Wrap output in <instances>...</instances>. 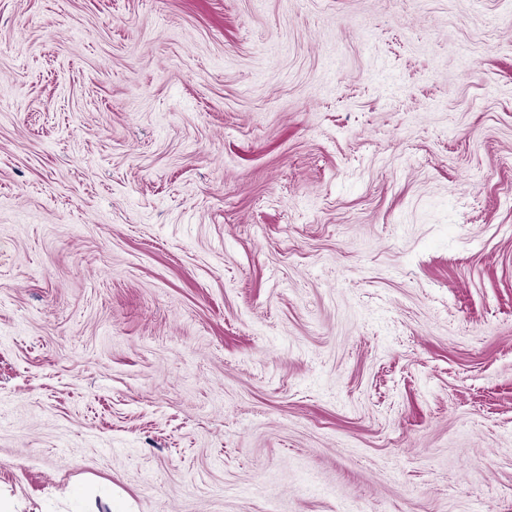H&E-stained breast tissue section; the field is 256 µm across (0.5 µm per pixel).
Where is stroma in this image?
Wrapping results in <instances>:
<instances>
[{
	"label": "stroma",
	"mask_w": 512,
	"mask_h": 512,
	"mask_svg": "<svg viewBox=\"0 0 512 512\" xmlns=\"http://www.w3.org/2000/svg\"><path fill=\"white\" fill-rule=\"evenodd\" d=\"M0 512H512V0H0Z\"/></svg>",
	"instance_id": "35a3bbf8"
}]
</instances>
